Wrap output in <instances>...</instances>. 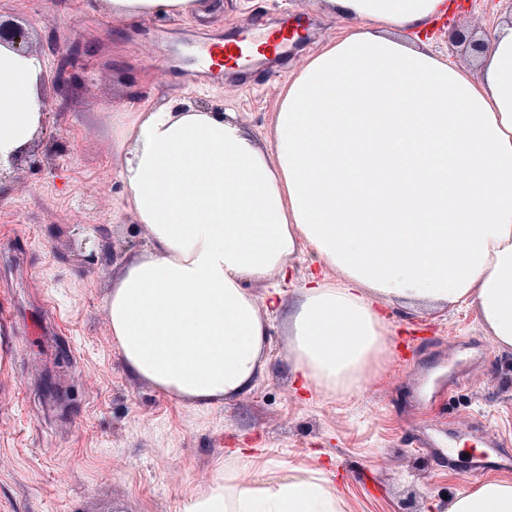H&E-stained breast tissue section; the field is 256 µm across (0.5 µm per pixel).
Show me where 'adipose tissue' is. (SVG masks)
<instances>
[{
    "label": "adipose tissue",
    "mask_w": 512,
    "mask_h": 512,
    "mask_svg": "<svg viewBox=\"0 0 512 512\" xmlns=\"http://www.w3.org/2000/svg\"><path fill=\"white\" fill-rule=\"evenodd\" d=\"M133 21L202 13L204 0H101ZM355 19L284 87L269 141L191 101L134 112L120 176L150 245L103 300L137 379L206 410L256 385L279 291L250 282L298 255L319 274L287 313L295 370L356 393L385 349L378 308L476 309L512 350V21L474 65L427 48L452 0H316ZM44 67L0 44V158L42 129ZM183 512H345L325 472L220 478ZM448 512H512V482L459 491Z\"/></svg>",
    "instance_id": "adipose-tissue-1"
}]
</instances>
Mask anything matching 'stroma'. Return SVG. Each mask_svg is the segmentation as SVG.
I'll return each instance as SVG.
<instances>
[{"instance_id":"35a3bbf8","label":"stroma","mask_w":512,"mask_h":512,"mask_svg":"<svg viewBox=\"0 0 512 512\" xmlns=\"http://www.w3.org/2000/svg\"><path fill=\"white\" fill-rule=\"evenodd\" d=\"M429 31L430 49L461 55L452 30L491 29L507 0H460ZM33 34L71 97L46 88L51 114L33 155L0 180V512H181L229 466L240 480L274 482L327 469L346 512H446L484 443L512 450V351L494 348L474 308H383L387 352L353 395L303 388L287 356L283 316L271 317L257 385L199 410L127 370L103 299L148 244L129 212L117 134L128 113L188 99L236 113L259 138L272 131L285 82L350 21L314 0H214L195 19L125 22L95 0H0V19ZM288 23L281 63L264 59L224 76L188 49ZM113 244L115 257L100 250ZM49 303L58 338L22 319ZM474 361L434 411L456 432L451 465L419 446L417 405L457 363Z\"/></svg>"}]
</instances>
